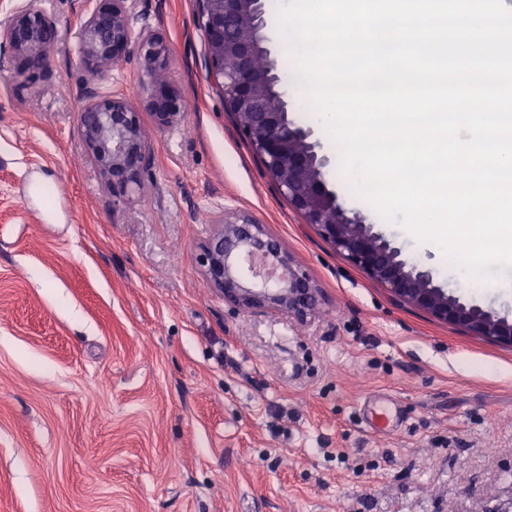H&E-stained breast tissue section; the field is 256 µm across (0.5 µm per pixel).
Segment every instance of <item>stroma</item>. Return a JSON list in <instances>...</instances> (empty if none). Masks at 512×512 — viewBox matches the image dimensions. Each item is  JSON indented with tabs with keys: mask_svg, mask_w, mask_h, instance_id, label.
Here are the masks:
<instances>
[{
	"mask_svg": "<svg viewBox=\"0 0 512 512\" xmlns=\"http://www.w3.org/2000/svg\"><path fill=\"white\" fill-rule=\"evenodd\" d=\"M49 75L0 50V512H512V346L393 300L306 224L268 178L206 62L198 0H128L133 34L170 46L186 110L142 120L153 164L113 208L78 127L81 0H44ZM267 45L295 125L276 38ZM325 178L463 302L512 321V298L464 287L398 222ZM227 211L265 225L318 284L306 321L225 302L195 261ZM405 414L384 435L362 408Z\"/></svg>",
	"mask_w": 512,
	"mask_h": 512,
	"instance_id": "stroma-1",
	"label": "stroma"
}]
</instances>
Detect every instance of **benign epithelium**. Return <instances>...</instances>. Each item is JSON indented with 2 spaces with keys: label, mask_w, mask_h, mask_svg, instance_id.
I'll list each match as a JSON object with an SVG mask.
<instances>
[{
  "label": "benign epithelium",
  "mask_w": 512,
  "mask_h": 512,
  "mask_svg": "<svg viewBox=\"0 0 512 512\" xmlns=\"http://www.w3.org/2000/svg\"><path fill=\"white\" fill-rule=\"evenodd\" d=\"M126 2L83 0L74 57L89 76L78 89L81 137L115 206L132 201L152 165L142 113L167 129L185 111L181 92L154 79L155 71L166 67L167 43L153 33L133 38ZM199 5L208 66L224 89L225 105L269 178L305 223L395 298L474 335L512 345V322L445 293L429 271L401 258L390 241L349 217L338 203L325 180L329 160L318 155V143L309 141L311 132L289 120L274 65L255 66L257 57L269 56L265 0H199ZM59 41L57 23L41 0L13 7L0 26V47L9 49L17 73L29 79L49 71ZM124 63L143 73L140 106L110 88L112 70ZM196 262L224 300L236 306L282 311L301 321L318 307V286L248 214L224 213L221 231L200 248Z\"/></svg>",
  "instance_id": "7a95c632"
}]
</instances>
